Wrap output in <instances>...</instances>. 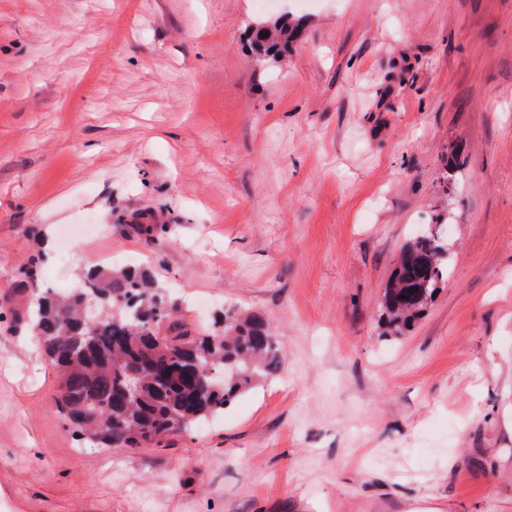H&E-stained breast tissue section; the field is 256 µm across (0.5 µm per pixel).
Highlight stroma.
<instances>
[{
    "mask_svg": "<svg viewBox=\"0 0 512 512\" xmlns=\"http://www.w3.org/2000/svg\"><path fill=\"white\" fill-rule=\"evenodd\" d=\"M280 16L299 38L258 55ZM440 213L448 276L384 338ZM41 240L60 294L108 251L191 325L265 312L281 372L83 447L11 317ZM0 307V512H512V0H0ZM439 237L429 230L403 247L401 261L380 302L382 336H403L425 313L438 291L446 272L444 258H438L435 251V247L442 244ZM411 288H417V291L409 293ZM401 296H406V299H401Z\"/></svg>",
    "mask_w": 512,
    "mask_h": 512,
    "instance_id": "35a3bbf8",
    "label": "stroma"
}]
</instances>
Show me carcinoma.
<instances>
[{
  "label": "carcinoma",
  "instance_id": "obj_1",
  "mask_svg": "<svg viewBox=\"0 0 512 512\" xmlns=\"http://www.w3.org/2000/svg\"><path fill=\"white\" fill-rule=\"evenodd\" d=\"M257 49L278 56L297 30L282 21L251 27ZM431 230L408 242L380 302L383 336L404 335L438 291L446 270ZM20 286L40 282V256ZM148 268L88 270L69 296L46 295L25 314L13 313L59 372L55 408L82 444L141 448L193 430L224 412L260 378L279 372L282 348L261 311L229 306L222 328L196 332ZM142 372L134 392L129 374Z\"/></svg>",
  "mask_w": 512,
  "mask_h": 512
}]
</instances>
